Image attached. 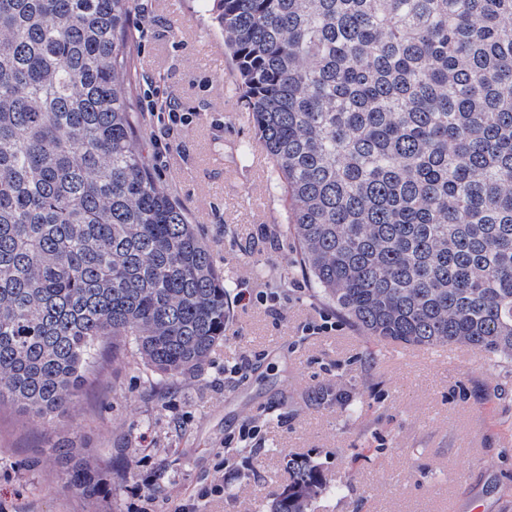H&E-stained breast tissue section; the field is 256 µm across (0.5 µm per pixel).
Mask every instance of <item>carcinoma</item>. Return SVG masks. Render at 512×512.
<instances>
[{"label": "carcinoma", "mask_w": 512, "mask_h": 512, "mask_svg": "<svg viewBox=\"0 0 512 512\" xmlns=\"http://www.w3.org/2000/svg\"><path fill=\"white\" fill-rule=\"evenodd\" d=\"M204 2L314 286L380 343L512 362V0ZM133 10L0 0V404L44 422L108 344L173 379L224 341L223 276L131 119ZM329 491L291 458L269 512Z\"/></svg>", "instance_id": "1"}]
</instances>
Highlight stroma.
I'll list each match as a JSON object with an SVG mask.
<instances>
[{
    "label": "stroma",
    "instance_id": "stroma-1",
    "mask_svg": "<svg viewBox=\"0 0 512 512\" xmlns=\"http://www.w3.org/2000/svg\"><path fill=\"white\" fill-rule=\"evenodd\" d=\"M132 118L169 196L210 247L230 293L224 340L198 376L164 380L129 351L103 349L76 410L40 422L0 406V512H177L203 485L221 494L195 512H266L287 463L317 464L330 493L312 512H512V362L460 346L410 349L363 335L319 295L296 260L285 203L238 100L231 61L202 0H138L130 18ZM190 122L148 127V101ZM276 302L258 303L257 293ZM328 318L332 330L307 335ZM249 355L245 378L225 364ZM248 421L262 448L225 447ZM86 455L97 481H69L60 445Z\"/></svg>",
    "mask_w": 512,
    "mask_h": 512
}]
</instances>
